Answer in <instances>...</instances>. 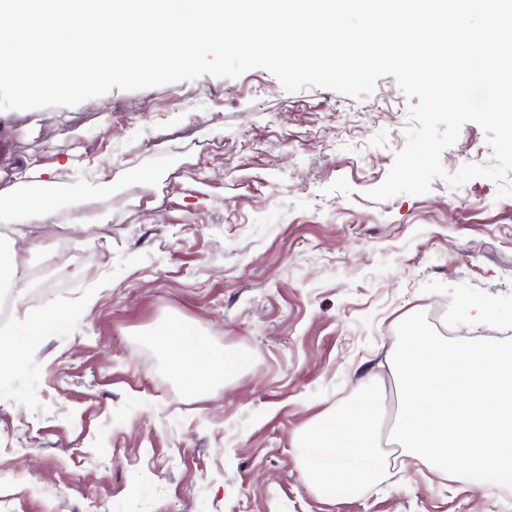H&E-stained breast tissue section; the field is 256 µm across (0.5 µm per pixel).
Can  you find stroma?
Returning a JSON list of instances; mask_svg holds the SVG:
<instances>
[{"label": "stroma", "instance_id": "obj_1", "mask_svg": "<svg viewBox=\"0 0 512 512\" xmlns=\"http://www.w3.org/2000/svg\"><path fill=\"white\" fill-rule=\"evenodd\" d=\"M408 107L390 75L358 99L288 92L252 68L0 111V183L42 166L112 223L103 236L70 230L66 207L53 224L0 222L28 268L66 278L38 289L23 278L16 323L76 313L0 375V512H512V496L406 456L330 500L292 448L363 393L397 408L387 361L412 312L438 309L443 336L512 330V197L482 178L368 195L404 146ZM491 153L468 123L441 161L453 172ZM103 171L108 197L92 192ZM467 298L488 312L465 314ZM173 316L214 351L249 356L247 372L189 392L149 337Z\"/></svg>", "mask_w": 512, "mask_h": 512}]
</instances>
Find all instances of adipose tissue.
Returning a JSON list of instances; mask_svg holds the SVG:
<instances>
[{
  "mask_svg": "<svg viewBox=\"0 0 512 512\" xmlns=\"http://www.w3.org/2000/svg\"><path fill=\"white\" fill-rule=\"evenodd\" d=\"M29 175L37 180L35 190L2 189L0 204L26 212L42 223H51L60 207V194L53 182L43 179L41 167H33ZM71 319V313L63 312L30 323L23 340L1 335L0 350H7L8 355L0 357V369L9 368L14 358L22 357L27 338L67 328ZM151 340L192 391L205 389L216 379L242 374L249 366L245 357L214 353L192 323L177 317L155 330ZM381 437L382 417L363 398L314 420L294 439L293 446L314 490L336 500L355 494L362 483L383 476L386 456L380 449Z\"/></svg>",
  "mask_w": 512,
  "mask_h": 512,
  "instance_id": "ef3b65f1",
  "label": "adipose tissue"
}]
</instances>
